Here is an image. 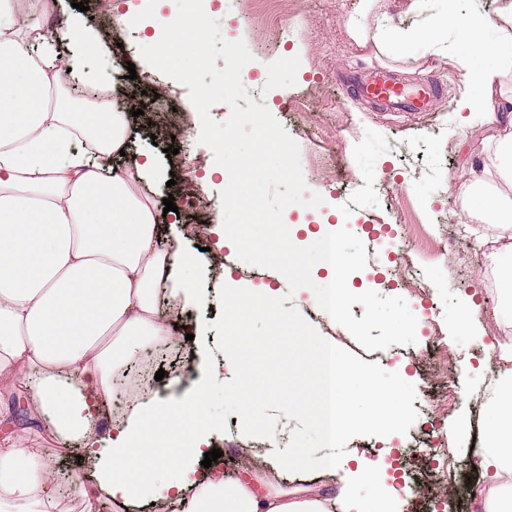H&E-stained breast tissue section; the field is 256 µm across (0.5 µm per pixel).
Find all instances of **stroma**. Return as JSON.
<instances>
[{"mask_svg":"<svg viewBox=\"0 0 512 512\" xmlns=\"http://www.w3.org/2000/svg\"><path fill=\"white\" fill-rule=\"evenodd\" d=\"M71 2L60 0L58 19L81 16L94 42L88 47L66 45L61 53L110 74L114 85L144 103L143 115L131 123L129 153L122 162L129 165L134 157L151 156L155 175L148 185L155 203L174 197L179 217L164 224L162 233L181 240L197 256L189 275L204 296L190 313L192 319L210 323L205 344L215 348L212 324L220 316L218 294L225 278L254 291L271 284L281 295L288 283L281 273L249 265L231 248L219 246L220 194L226 183L217 177L201 179L215 162L211 149L198 142L199 116L188 89L149 66L138 50L144 42L138 24L163 11L164 0H111L114 19L105 26L99 21L98 0H87L83 13ZM356 4L357 0H279L277 27L262 33L239 19L240 13L257 10V0H239L234 8L225 7L223 0H205L203 7L218 19L222 31L245 42L256 62L254 77L244 81L249 95L265 105L298 143L308 188L324 199L315 209H286L285 224L302 219L314 225L334 209L349 225L339 232L336 250L352 266L356 280L365 284L368 301H349L336 326L317 315L313 323L331 331L337 346L413 383L418 394L413 406L422 415L428 413V395L439 381L434 365L456 367L457 395L448 403L444 422L457 425L458 431L441 464L449 470L450 512H467L471 449L481 425L477 401L502 366L489 347L505 334L493 315L498 283L488 258L492 247L475 246L465 235L460 202L471 164L487 151L489 129L461 123L455 103L467 82L452 57L380 62L370 50L359 48L347 33ZM440 9V0H421L411 13L405 12L404 0H378L376 11L387 14L392 25L410 28L429 25ZM364 62L381 63L409 84H441L433 112H382L356 98L351 75ZM130 63L137 72L133 80L127 77ZM171 146L178 153L170 157L165 150ZM190 194L196 197L192 207L185 204ZM219 252L224 255L220 265L213 261ZM405 254L425 289L421 311L410 308V296L395 276V262ZM467 304L472 307V329L462 334L456 314ZM433 336L443 346L435 362L425 356ZM38 422L30 440L51 458L55 471L76 479L93 472L98 455L84 440L53 438L50 418L43 415ZM425 438L416 423L404 435L359 436L349 445L397 448L408 462L401 484L416 488L426 483L414 468Z\"/></svg>","mask_w":512,"mask_h":512,"instance_id":"obj_1","label":"stroma"}]
</instances>
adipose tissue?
Masks as SVG:
<instances>
[{"instance_id": "1", "label": "adipose tissue", "mask_w": 512, "mask_h": 512, "mask_svg": "<svg viewBox=\"0 0 512 512\" xmlns=\"http://www.w3.org/2000/svg\"><path fill=\"white\" fill-rule=\"evenodd\" d=\"M373 3L359 0V18ZM168 6L169 15H156L153 29L162 44H190L204 15L183 12L179 0ZM359 18L350 36L379 59L447 50L448 30L456 28L464 50L455 60L470 87L458 111L469 121L508 128L473 166L462 208L466 218L502 230L490 255L500 283L495 314L512 327V90L503 82L512 70V0L493 18L460 19L446 6L422 31L370 34ZM59 41L40 22L20 24L17 0H0V425L10 427L0 437V512H58L60 506L47 458L29 446L30 426L15 422L10 399L18 389L28 394L29 416L51 414L56 435L105 449L97 470L73 491L83 512H100L105 499L112 512H134L148 501L175 512H393L397 488L385 460L356 448L328 460L280 448L233 481L223 469L204 467L218 429L206 420L201 388L182 400L129 391L119 420L105 435L92 433L117 372L143 345L160 346L170 336L172 321L157 310L160 292L182 309L202 294L183 274L193 255L162 241L163 217L142 188L150 162L114 164L129 143L128 111L105 101L82 105L64 92L72 80L104 86L108 79L67 67ZM335 385L340 410L331 433L347 427L343 408L354 403L377 405L391 423L401 414L398 385L366 374ZM479 411L471 512H512V368L490 383ZM137 461L149 478L131 474ZM294 466L313 476L290 488L279 476ZM362 486L368 495L359 494Z\"/></svg>"}]
</instances>
